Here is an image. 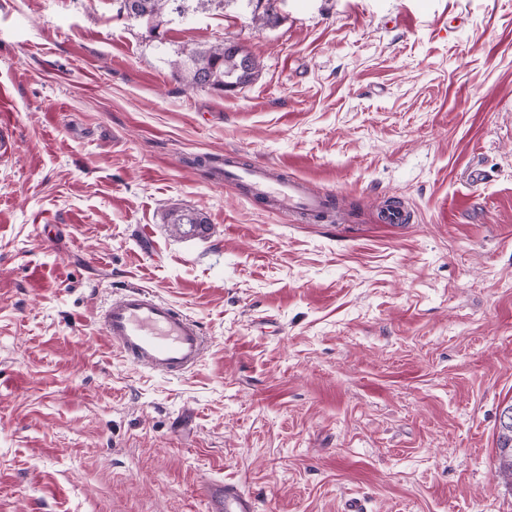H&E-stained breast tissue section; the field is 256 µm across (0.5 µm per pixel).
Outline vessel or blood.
<instances>
[{"mask_svg": "<svg viewBox=\"0 0 512 512\" xmlns=\"http://www.w3.org/2000/svg\"><path fill=\"white\" fill-rule=\"evenodd\" d=\"M210 166L225 181L247 185L250 198L271 204L280 216L319 222L332 208L330 198L313 193L304 179L272 175L258 163L242 165L235 153L212 155ZM378 221L397 227L409 223L410 214L404 206L386 202L378 211ZM97 322L122 358L172 379L198 366L207 346L196 319L140 286L122 289ZM203 496L206 512H258L252 495L221 479L207 480Z\"/></svg>", "mask_w": 512, "mask_h": 512, "instance_id": "b4317fda", "label": "vessel or blood"}]
</instances>
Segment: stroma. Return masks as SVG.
I'll return each mask as SVG.
<instances>
[{"instance_id": "35a3bbf8", "label": "stroma", "mask_w": 512, "mask_h": 512, "mask_svg": "<svg viewBox=\"0 0 512 512\" xmlns=\"http://www.w3.org/2000/svg\"><path fill=\"white\" fill-rule=\"evenodd\" d=\"M278 12L155 32L113 0H0V512H203L214 477L259 512H512V0ZM221 39L259 59L251 83L172 78ZM224 151L354 221L212 182L197 160ZM389 199L415 222L378 223ZM130 284L203 324L185 377L110 346L96 310ZM495 476L505 486H512V426H503L497 440Z\"/></svg>"}]
</instances>
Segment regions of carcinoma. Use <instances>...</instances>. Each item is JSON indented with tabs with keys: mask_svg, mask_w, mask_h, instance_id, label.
I'll list each match as a JSON object with an SVG mask.
<instances>
[{
	"mask_svg": "<svg viewBox=\"0 0 512 512\" xmlns=\"http://www.w3.org/2000/svg\"><path fill=\"white\" fill-rule=\"evenodd\" d=\"M229 0H116L117 13L129 18L144 20L156 30L160 26L182 17L188 10L209 11L224 8ZM254 5L253 21L272 25L278 20L275 11L261 8L262 0H245ZM257 58L241 45L221 40L210 46L191 49L184 58L172 66L173 77L191 88H210L228 91L253 81L259 73ZM169 221L175 230L183 231L185 224H204L205 218L199 213L173 209ZM495 476L506 486H512V426L499 431L497 440V466Z\"/></svg>",
	"mask_w": 512,
	"mask_h": 512,
	"instance_id": "cac0c4a2",
	"label": "carcinoma"
}]
</instances>
